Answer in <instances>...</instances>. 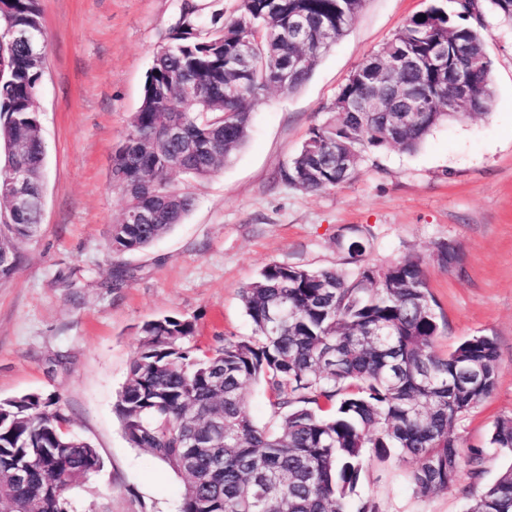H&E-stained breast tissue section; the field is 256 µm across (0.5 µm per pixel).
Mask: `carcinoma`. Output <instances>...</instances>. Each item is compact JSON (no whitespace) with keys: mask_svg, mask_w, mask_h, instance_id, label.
<instances>
[{"mask_svg":"<svg viewBox=\"0 0 512 512\" xmlns=\"http://www.w3.org/2000/svg\"><path fill=\"white\" fill-rule=\"evenodd\" d=\"M342 0H241L238 15L210 36L193 33L183 15L166 50L154 56L141 104L132 114L112 171L122 176L127 204L114 225V253L140 251L168 234L195 206L178 188V171L203 180L247 140L250 109L267 90L293 93L326 53L320 40L304 45L278 37L296 15L313 32L321 25L340 37L352 17ZM512 22L503 0H434L409 17L378 52L348 77L330 107L334 118L313 125L291 161L286 180L317 192L349 181L336 169L347 154L358 163L384 148L416 151L434 128L453 119L450 88L423 71L393 68L395 83L418 82L429 93L417 123L394 124L381 114L363 121L344 103L378 83L398 56L424 57L435 38L463 47L472 94L465 109L487 113L493 91L485 10ZM39 0H0V149L4 160L29 166L30 190L44 192L45 152L36 94L41 79L31 48L41 32ZM250 39L255 57L243 69L237 45ZM309 61L292 68L296 58ZM238 87L226 95L228 85ZM183 119L182 135L165 133L169 114ZM40 224L36 206L0 202V279L19 265V244ZM347 252L356 269L310 271L271 263L243 287L241 301L253 325L247 338L224 337L216 347L197 343L195 321L163 315L140 327L142 343L117 396L123 433L187 478L181 512H380L358 491L368 462L396 455L416 467L409 482L423 495L444 493L463 467L478 474L484 450L464 451L451 425L486 400L497 383V345L471 336L440 355V326L422 268L408 257L377 267L359 263L363 246ZM268 391L273 425L253 420L245 390ZM333 412H324L325 406ZM58 401L26 394L0 401V503L13 512H71L67 493L101 468L86 441L64 431ZM489 444L512 457V417L496 421ZM44 455L26 481L11 479L10 463ZM468 512H512V463L481 489Z\"/></svg>","mask_w":512,"mask_h":512,"instance_id":"obj_1","label":"carcinoma"}]
</instances>
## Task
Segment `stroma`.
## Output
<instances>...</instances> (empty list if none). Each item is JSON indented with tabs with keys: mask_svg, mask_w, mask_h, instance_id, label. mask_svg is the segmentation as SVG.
<instances>
[{
	"mask_svg": "<svg viewBox=\"0 0 512 512\" xmlns=\"http://www.w3.org/2000/svg\"><path fill=\"white\" fill-rule=\"evenodd\" d=\"M39 3L48 44L37 92L45 206L38 232L19 247L17 272L0 281V399H58L68 430L97 449L103 467L71 489L73 512L180 510L185 477L132 447L116 411L144 321L190 318L204 346L250 336L245 284L273 262L351 272L345 246L355 237L370 265L422 259L442 320L438 353L473 335L497 343L493 393L452 427L462 448L485 449L479 474L463 469L430 496L410 484L409 459L372 462L363 477L382 512H466L507 463L487 442L495 422L512 416V23L486 16L488 114H458L413 153L366 154L350 181L310 193L284 178L309 129L332 119L350 73L431 3L365 0L301 89L254 103L248 140L223 169L205 180L173 174L196 199L185 220L150 247L116 255L108 244L126 200L111 181L112 157L153 57L184 4L204 38L240 0ZM443 243L457 248V265L438 264ZM118 269L127 272L119 285Z\"/></svg>",
	"mask_w": 512,
	"mask_h": 512,
	"instance_id": "1",
	"label": "stroma"
}]
</instances>
